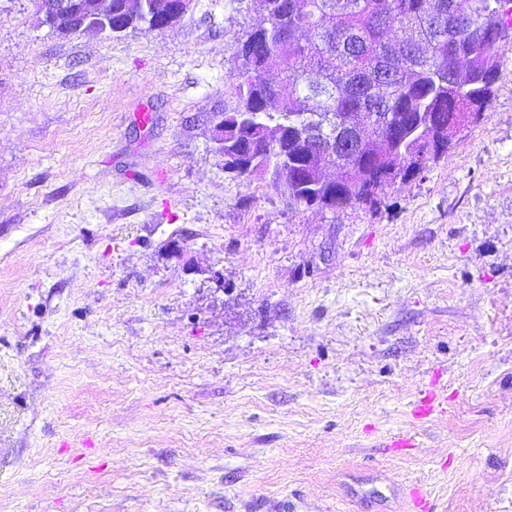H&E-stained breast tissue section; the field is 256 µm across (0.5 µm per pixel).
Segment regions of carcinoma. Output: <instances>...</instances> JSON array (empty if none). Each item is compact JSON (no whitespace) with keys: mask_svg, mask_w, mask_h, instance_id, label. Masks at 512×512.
<instances>
[{"mask_svg":"<svg viewBox=\"0 0 512 512\" xmlns=\"http://www.w3.org/2000/svg\"><path fill=\"white\" fill-rule=\"evenodd\" d=\"M512 0H257L263 22L243 30L225 91L228 139L254 146L235 167L234 144L214 143L224 170L267 175L295 208L325 209L319 185L322 136L341 140L361 126L381 139L351 157L335 159L336 199L375 207L395 177L421 174L435 149L430 127L453 128L483 110L497 79L499 39L485 31L498 9ZM178 0H73V8L49 21L62 34L105 35L155 30L153 18L168 10V25L186 11ZM411 45L416 66L392 51ZM389 112L395 132L380 130Z\"/></svg>","mask_w":512,"mask_h":512,"instance_id":"carcinoma-1","label":"carcinoma"}]
</instances>
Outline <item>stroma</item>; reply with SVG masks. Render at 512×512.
<instances>
[{
	"label": "stroma",
	"instance_id": "35a3bbf8",
	"mask_svg": "<svg viewBox=\"0 0 512 512\" xmlns=\"http://www.w3.org/2000/svg\"><path fill=\"white\" fill-rule=\"evenodd\" d=\"M260 20L0 0V512H512V40L419 177L295 211L211 141ZM32 0L39 15L40 2ZM73 8L67 13V0H48L44 2L43 11L47 15H55L49 24L61 34H78L94 32L97 34L113 35L126 32L129 29H139L144 32L156 31L153 18L159 11L168 8V26L180 21L187 11L172 10V6L183 0H69ZM93 30V31H92ZM100 32V33H99Z\"/></svg>",
	"mask_w": 512,
	"mask_h": 512
}]
</instances>
